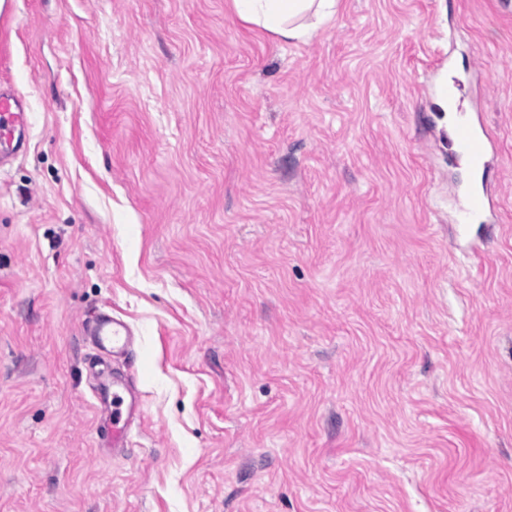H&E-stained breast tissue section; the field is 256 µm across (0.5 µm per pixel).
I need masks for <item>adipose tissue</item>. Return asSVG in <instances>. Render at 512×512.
Here are the masks:
<instances>
[{
  "instance_id": "obj_1",
  "label": "adipose tissue",
  "mask_w": 512,
  "mask_h": 512,
  "mask_svg": "<svg viewBox=\"0 0 512 512\" xmlns=\"http://www.w3.org/2000/svg\"><path fill=\"white\" fill-rule=\"evenodd\" d=\"M229 5L242 21L288 44L311 40L335 17L338 0H229Z\"/></svg>"
}]
</instances>
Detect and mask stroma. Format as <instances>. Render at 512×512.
I'll list each match as a JSON object with an SVG mask.
<instances>
[{"label":"stroma","mask_w":512,"mask_h":512,"mask_svg":"<svg viewBox=\"0 0 512 512\" xmlns=\"http://www.w3.org/2000/svg\"><path fill=\"white\" fill-rule=\"evenodd\" d=\"M443 77L492 137L471 222ZM0 87V512H512V0H339L289 44L227 0H0ZM29 144V121L24 98L14 91L0 92V166ZM83 333L95 349L112 353L113 356L127 355L135 344L134 332L129 324L117 319L107 308L94 314L85 324ZM134 385L133 378L128 381H112V410L108 401H103L108 412L105 421L112 433V449L127 448L129 425L131 419L139 412L136 400L130 392ZM130 395V400L125 403L123 393Z\"/></svg>","instance_id":"1"}]
</instances>
